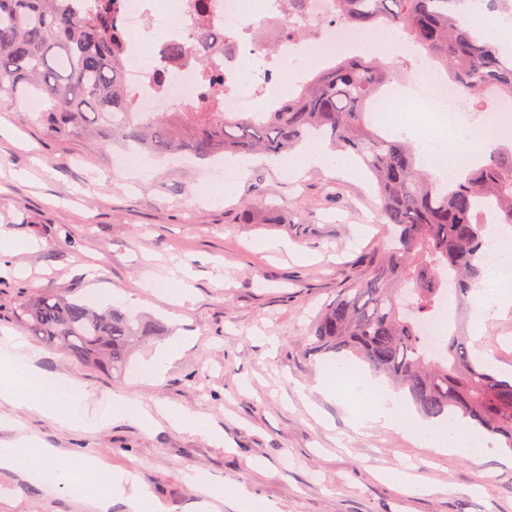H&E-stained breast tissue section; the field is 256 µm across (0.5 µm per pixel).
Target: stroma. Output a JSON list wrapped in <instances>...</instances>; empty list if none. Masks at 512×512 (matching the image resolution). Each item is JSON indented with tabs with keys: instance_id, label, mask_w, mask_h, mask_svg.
Returning <instances> with one entry per match:
<instances>
[{
	"instance_id": "1",
	"label": "stroma",
	"mask_w": 512,
	"mask_h": 512,
	"mask_svg": "<svg viewBox=\"0 0 512 512\" xmlns=\"http://www.w3.org/2000/svg\"><path fill=\"white\" fill-rule=\"evenodd\" d=\"M121 151L100 135L52 136L24 103L0 109V245H17L0 271V349L21 341L33 378L67 380L88 421L75 429L27 403L0 402V444L24 438L54 449L62 468L78 469L86 455L102 472H133L155 512H197L206 490L240 488L280 512H512L511 450L441 453L407 427L356 429L350 400L314 389L323 369L309 349L318 311L389 244L374 182L354 157L297 176L257 157L232 193L202 201L194 193L219 161L155 160L143 180L116 164ZM247 199L288 212L289 224H243ZM183 263L194 273L190 301L142 288ZM35 289L92 306L108 293L140 292L138 316L164 333L137 347L123 378L77 367L14 320L17 301ZM177 335L190 342L163 380L140 382L143 360ZM471 343L512 365V309ZM112 393L136 407L186 411L205 428L148 429L133 415L96 426ZM212 428L223 443L211 440ZM391 469L407 487L387 479ZM0 512L85 508L67 490L0 470Z\"/></svg>"
}]
</instances>
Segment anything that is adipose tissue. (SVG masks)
<instances>
[{
  "label": "adipose tissue",
  "instance_id": "ef3b65f1",
  "mask_svg": "<svg viewBox=\"0 0 512 512\" xmlns=\"http://www.w3.org/2000/svg\"><path fill=\"white\" fill-rule=\"evenodd\" d=\"M501 135L488 127L470 126L461 132L451 133L447 140L433 141V160L438 167L448 168L456 174L465 173L472 159L471 148L489 151L500 141ZM353 385L358 391L360 406L352 422L355 428L376 426L393 429L409 424L410 416L401 396L377 384L364 372H350L347 368L327 370L320 374L315 388L330 396L345 385ZM415 440L429 448H444L455 453H466L476 446H488L489 437L472 432L464 421L448 425L414 426ZM54 451L50 448L33 447L31 441L20 439L10 446L0 448V469L29 474L36 481L54 486H68L74 478L69 469L53 463ZM121 501L127 512H151L152 497L137 477L128 472L109 475L103 489L84 497L87 512H109L113 501Z\"/></svg>",
  "mask_w": 512,
  "mask_h": 512
}]
</instances>
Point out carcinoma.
I'll return each mask as SVG.
<instances>
[{
    "label": "carcinoma",
    "instance_id": "cac0c4a2",
    "mask_svg": "<svg viewBox=\"0 0 512 512\" xmlns=\"http://www.w3.org/2000/svg\"><path fill=\"white\" fill-rule=\"evenodd\" d=\"M340 18L373 38L398 33L448 70L456 87L482 107L494 86L512 93V57L450 9L454 0H336ZM214 35L202 23L189 35L201 52L211 94L203 108L139 111L124 83L129 46L116 10L82 0H0V108L38 97L55 137L91 127L118 135L148 155L188 152L279 157L310 139H329L372 172L380 218L392 247L367 262L352 287L318 316L311 350L338 361L357 359L385 377L425 419H463L512 451V375L476 355L468 338L448 333L443 353L427 352L418 322L439 302V273H454L453 291L469 305L483 273L486 226H512V151L494 150L461 179L441 186L417 167L406 144L379 135L367 104L390 79L376 57L340 58L302 91L259 118L224 112V86L206 52ZM14 317L36 340L79 367L123 373L136 343L159 327L115 307L97 311L79 299L44 291L18 301Z\"/></svg>",
    "mask_w": 512,
    "mask_h": 512
}]
</instances>
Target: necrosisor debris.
<instances>
[{
	"mask_svg": "<svg viewBox=\"0 0 512 512\" xmlns=\"http://www.w3.org/2000/svg\"><path fill=\"white\" fill-rule=\"evenodd\" d=\"M118 20L134 54L126 79L145 112H163L183 103L205 105L209 88L194 53L167 60L165 49L187 41L204 21L217 36L212 58L224 83L226 112L251 116L268 112L293 96L309 67L326 68L337 48L359 50L364 38L337 21L336 0H303L301 12L286 17L278 0H117ZM307 29L312 40L289 39L287 24ZM387 104L424 113L435 136L467 123L466 100L435 63L421 61L407 84L386 92Z\"/></svg>",
	"mask_w": 512,
	"mask_h": 512,
	"instance_id": "necrosis-or-debris-1",
	"label": "necrosis or debris"
}]
</instances>
